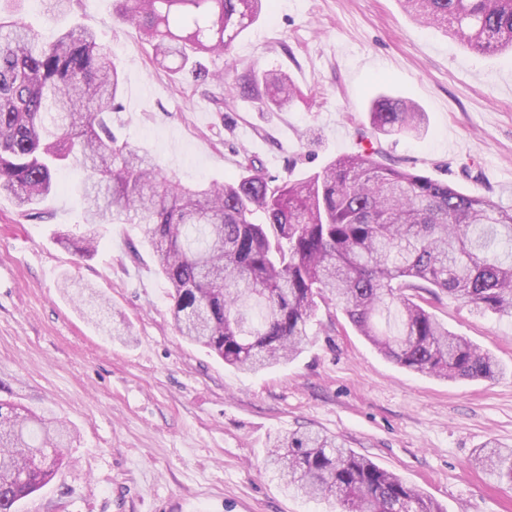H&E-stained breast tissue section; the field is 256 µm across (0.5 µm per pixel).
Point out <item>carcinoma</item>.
Returning a JSON list of instances; mask_svg holds the SVG:
<instances>
[{"label":"carcinoma","mask_w":512,"mask_h":512,"mask_svg":"<svg viewBox=\"0 0 512 512\" xmlns=\"http://www.w3.org/2000/svg\"><path fill=\"white\" fill-rule=\"evenodd\" d=\"M265 0H118L181 80L200 53L224 55ZM418 23L453 31L485 54L512 53V0H400ZM122 77L96 33L74 24L51 42L0 13V191L35 217L61 165L85 179L81 246L103 224H133L168 285L179 333L255 374L296 357L319 305L339 309L396 364L444 378L495 379L507 368L430 311L445 292L470 312L512 318V205L464 194L386 161L378 148L338 156L299 180L247 174L222 185L182 184L145 147L112 135ZM243 90L280 108L294 98L283 73L250 74ZM369 120L383 136L417 135L424 113L379 96ZM262 213L263 221L253 222ZM99 316L93 288L65 281ZM63 430L0 401V512L47 484L65 458ZM475 464L512 487V448L484 445ZM285 494L332 501L339 512H444L399 476L312 430L277 438L265 457Z\"/></svg>","instance_id":"cac0c4a2"}]
</instances>
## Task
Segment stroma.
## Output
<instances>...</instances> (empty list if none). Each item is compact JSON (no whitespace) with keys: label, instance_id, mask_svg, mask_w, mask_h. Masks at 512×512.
<instances>
[{"label":"stroma","instance_id":"obj_1","mask_svg":"<svg viewBox=\"0 0 512 512\" xmlns=\"http://www.w3.org/2000/svg\"><path fill=\"white\" fill-rule=\"evenodd\" d=\"M41 40L71 21L91 27L123 76L112 115L119 140L147 147L183 184L239 178L244 155L281 179H300L359 148L381 95L416 103L421 138L380 140L400 166L457 189L512 203V57L467 48L412 21L398 0H271L235 39L228 59L287 73L281 109L227 94L224 84L172 77L115 0H75L72 16L48 0H21ZM83 175L67 166L42 204L23 216L0 193V400L53 418L73 434L54 478L18 512H326L285 495L263 469L275 437L313 429L395 473L446 512H512V488L474 463L487 442L512 448V377L454 381L406 370L381 354L342 312L319 307L304 351L258 375L224 364L176 331L168 286L139 229L110 224L80 256L54 234L80 238ZM93 285L109 337L60 290ZM437 318L512 364V319L470 314L442 297Z\"/></svg>","mask_w":512,"mask_h":512}]
</instances>
